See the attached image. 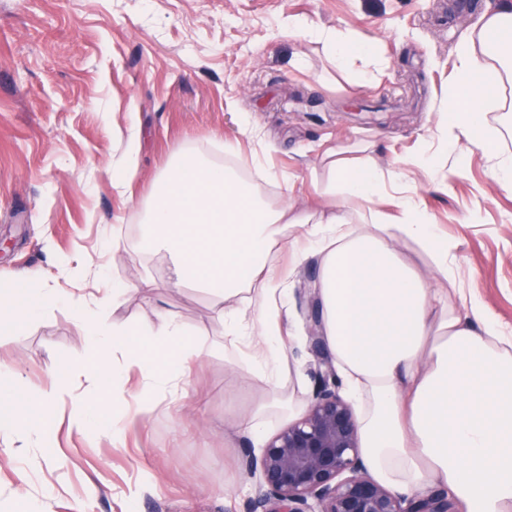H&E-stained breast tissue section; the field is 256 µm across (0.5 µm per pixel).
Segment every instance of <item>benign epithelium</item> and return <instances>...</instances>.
I'll list each match as a JSON object with an SVG mask.
<instances>
[{
	"label": "benign epithelium",
	"mask_w": 512,
	"mask_h": 512,
	"mask_svg": "<svg viewBox=\"0 0 512 512\" xmlns=\"http://www.w3.org/2000/svg\"><path fill=\"white\" fill-rule=\"evenodd\" d=\"M308 309L319 384L303 417L274 435L261 457L246 455L245 470L255 484L244 512H456L442 489L407 499L371 476L353 409L336 390V369L312 294Z\"/></svg>",
	"instance_id": "obj_1"
}]
</instances>
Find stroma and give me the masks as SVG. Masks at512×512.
<instances>
[{
  "label": "stroma",
  "mask_w": 512,
  "mask_h": 512,
  "mask_svg": "<svg viewBox=\"0 0 512 512\" xmlns=\"http://www.w3.org/2000/svg\"><path fill=\"white\" fill-rule=\"evenodd\" d=\"M499 2L452 14L448 0H0V284L39 268L43 287L70 295L0 334L9 368L0 391L48 389L57 362L80 346L77 308L114 283L128 287L115 319L143 328L163 310L204 344L177 389H154L151 414L125 420L119 439L70 429L66 401L49 447L31 438L12 461L0 435V512H12L19 488L47 512H244L254 485L246 450L262 453L308 408V344L289 352L301 369L294 388L275 395L259 378L242 380L224 354L218 300L174 286L165 253L134 249L153 181L178 150L221 164L234 146L239 174L275 207L284 192L300 206L317 199L327 150L369 146L452 243L467 295L512 332V194L482 148L447 145L437 130L453 50ZM293 17L368 38L378 65L363 76L336 71L320 44L283 30ZM133 123L138 171L122 195L112 164ZM425 157L436 173L421 168ZM260 165L271 181H258ZM320 272L311 256L289 279L299 330ZM256 414L259 441L244 426Z\"/></svg>",
  "instance_id": "stroma-1"
}]
</instances>
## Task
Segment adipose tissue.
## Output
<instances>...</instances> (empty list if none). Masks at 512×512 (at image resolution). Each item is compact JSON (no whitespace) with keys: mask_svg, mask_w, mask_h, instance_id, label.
Wrapping results in <instances>:
<instances>
[{"mask_svg":"<svg viewBox=\"0 0 512 512\" xmlns=\"http://www.w3.org/2000/svg\"><path fill=\"white\" fill-rule=\"evenodd\" d=\"M289 33L322 43L337 71L369 67L372 45L344 29ZM512 34V5L488 16L455 48L456 66L439 108L448 142L485 149L499 187L512 193V151L489 142L487 103L512 113V63L490 34ZM355 200V208L343 199ZM396 206L389 216L387 206ZM144 246L167 252L172 282L192 284L224 305V338L238 368L280 390L300 378L288 357L300 342L287 326L288 274L273 259L287 243L294 263L321 255L323 334L356 417L364 462L382 485L414 498L448 491L462 512H512V336L478 301L465 298L447 237L414 193L390 196L371 155L329 165L322 202L284 199L270 207L233 170L182 151L153 184ZM302 234L288 238L289 228ZM423 255L418 269L406 248ZM29 302L0 290V330L14 332L64 299L59 288L29 289Z\"/></svg>","mask_w":512,"mask_h":512,"instance_id":"adipose-tissue-1","label":"adipose tissue"}]
</instances>
